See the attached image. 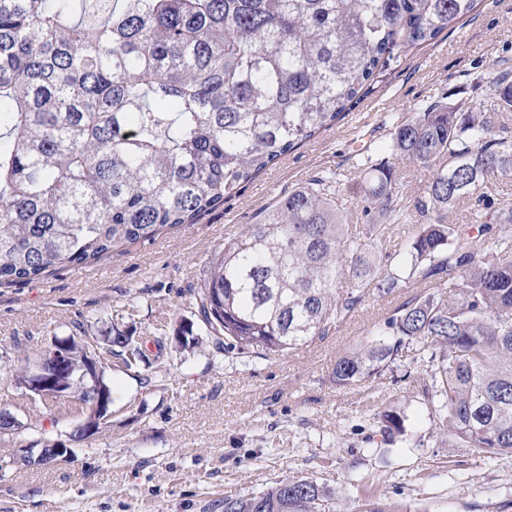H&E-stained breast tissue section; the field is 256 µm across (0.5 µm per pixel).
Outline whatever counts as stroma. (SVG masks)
I'll return each mask as SVG.
<instances>
[{
    "label": "stroma",
    "mask_w": 512,
    "mask_h": 512,
    "mask_svg": "<svg viewBox=\"0 0 512 512\" xmlns=\"http://www.w3.org/2000/svg\"><path fill=\"white\" fill-rule=\"evenodd\" d=\"M512 59V0H479L432 43L384 68L344 117L192 224L161 229L86 265L0 287V360L37 356L53 336H98L111 328L151 339L144 363L102 354L111 415L82 441L70 433L81 410L21 385H0V412L19 427L0 437V512H222L224 496L309 479L331 492L326 512H512V455L480 457L448 445L422 394L426 361L392 365L348 387L331 380L337 359L409 296L368 299L325 337L273 360L218 350L197 292L224 239L256 223L289 191L344 171L338 207L361 230L359 150L388 137L391 119L447 97L476 111L502 58ZM193 323L196 346L176 335ZM404 419L393 442L378 433L383 412ZM72 446L52 466L26 449Z\"/></svg>",
    "instance_id": "stroma-1"
}]
</instances>
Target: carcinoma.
<instances>
[{
	"instance_id": "carcinoma-1",
	"label": "carcinoma",
	"mask_w": 512,
	"mask_h": 512,
	"mask_svg": "<svg viewBox=\"0 0 512 512\" xmlns=\"http://www.w3.org/2000/svg\"><path fill=\"white\" fill-rule=\"evenodd\" d=\"M476 0H0V286L32 281L192 224L364 96L388 60L430 43ZM484 112L440 100L392 124L388 160L359 157L366 224L336 205L343 174L288 192L224 240L199 313L227 350L271 360L352 316L369 298L425 291L367 331L332 370L339 387L432 349L424 394L448 446L512 453V206L490 198L512 177V65L500 61ZM434 167L407 211L402 162ZM471 201L469 223L448 211ZM394 224L415 235L379 264ZM131 367L143 345L112 329ZM71 371L45 387L88 410L111 399L90 349L63 339ZM0 383L25 384V364ZM404 431L395 412L382 436ZM328 490L283 479L224 512H324Z\"/></svg>"
}]
</instances>
